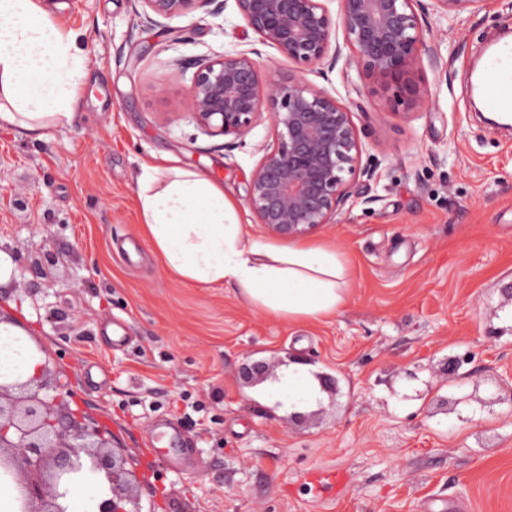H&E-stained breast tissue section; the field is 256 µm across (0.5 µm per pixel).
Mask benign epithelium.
I'll return each instance as SVG.
<instances>
[{"mask_svg":"<svg viewBox=\"0 0 512 512\" xmlns=\"http://www.w3.org/2000/svg\"><path fill=\"white\" fill-rule=\"evenodd\" d=\"M147 27L180 17L196 5L224 10V0H131ZM487 0H338L333 16L324 0H235L258 42L304 67L334 69L342 55L336 28L342 27L348 61L377 82H394L418 96L415 66L425 42L423 23L433 10L450 18L480 12ZM251 48L201 57L194 68L185 107L224 147L244 141L262 119L276 140L263 148L252 170L246 204L256 223L276 237L293 239L331 223L360 177L363 144L354 112L298 74L267 71ZM49 370L21 383L0 382V478L17 486L15 512H65L57 499L69 488L102 473L112 492L108 512L126 508L131 472L102 430L85 424L60 397L49 394Z\"/></svg>","mask_w":512,"mask_h":512,"instance_id":"1","label":"benign epithelium"}]
</instances>
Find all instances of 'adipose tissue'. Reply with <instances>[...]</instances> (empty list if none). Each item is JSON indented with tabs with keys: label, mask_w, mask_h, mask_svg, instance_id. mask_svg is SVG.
Masks as SVG:
<instances>
[{
	"label": "adipose tissue",
	"mask_w": 512,
	"mask_h": 512,
	"mask_svg": "<svg viewBox=\"0 0 512 512\" xmlns=\"http://www.w3.org/2000/svg\"><path fill=\"white\" fill-rule=\"evenodd\" d=\"M85 59L46 0H0V127L41 137L67 125L79 104ZM142 226L167 268L196 284H227L253 308L285 321L319 320L346 303L345 263L336 246L253 236L223 187L202 173L143 165ZM42 362L26 330L0 323V381L32 378Z\"/></svg>",
	"instance_id": "obj_1"
}]
</instances>
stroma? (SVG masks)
<instances>
[{"label": "stroma", "instance_id": "obj_1", "mask_svg": "<svg viewBox=\"0 0 512 512\" xmlns=\"http://www.w3.org/2000/svg\"><path fill=\"white\" fill-rule=\"evenodd\" d=\"M48 2L87 75L72 124L39 139L0 128V318L47 350L57 395L112 433L140 512H512V405L496 400L512 380V128L482 121L469 73L512 27V0L427 14L415 100L343 58L300 71L234 0L155 28L131 0ZM254 47L263 67L362 106L374 175L312 233L340 249L348 302L316 322L185 282L141 229L137 178L165 155L223 185L266 238L246 195L272 125L225 147L185 109L192 70L169 66ZM456 355L468 361L447 374ZM254 362L264 379L240 378ZM296 362L315 397L295 413L281 382Z\"/></svg>", "mask_w": 512, "mask_h": 512}]
</instances>
